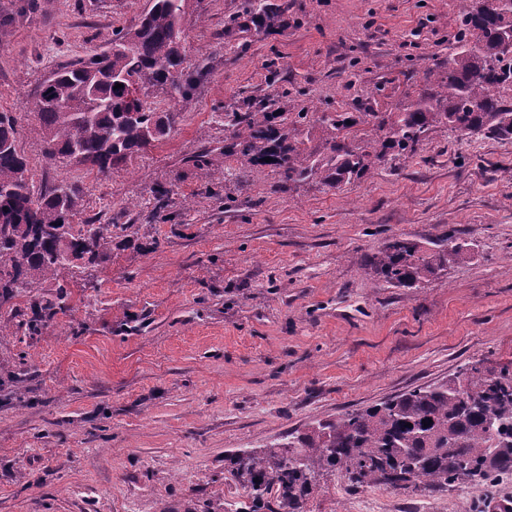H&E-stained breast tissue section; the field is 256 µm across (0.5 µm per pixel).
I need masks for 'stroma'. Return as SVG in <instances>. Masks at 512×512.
Segmentation results:
<instances>
[{"instance_id":"stroma-1","label":"stroma","mask_w":512,"mask_h":512,"mask_svg":"<svg viewBox=\"0 0 512 512\" xmlns=\"http://www.w3.org/2000/svg\"><path fill=\"white\" fill-rule=\"evenodd\" d=\"M275 28L231 24L241 0H186L189 66L171 134L108 175L46 160L30 107L59 65L103 49L149 0H53L0 27V112L36 184L82 186L81 219L120 224L71 311L0 338V512H225L235 455L445 380L512 362V139L435 128L417 152L327 189L271 168L224 177V114L273 97L320 143L325 112H399L456 45L460 0H286ZM212 152L205 167L197 157ZM169 188L153 216V187ZM236 199L224 205L225 196ZM463 245L418 288L367 261L395 239ZM29 378L7 379L19 352ZM512 478L434 493L324 476L305 512H495Z\"/></svg>"}]
</instances>
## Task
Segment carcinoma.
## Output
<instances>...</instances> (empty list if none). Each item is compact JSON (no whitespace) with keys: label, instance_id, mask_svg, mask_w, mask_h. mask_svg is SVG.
Listing matches in <instances>:
<instances>
[{"label":"carcinoma","instance_id":"cac0c4a2","mask_svg":"<svg viewBox=\"0 0 512 512\" xmlns=\"http://www.w3.org/2000/svg\"><path fill=\"white\" fill-rule=\"evenodd\" d=\"M185 2L152 0L134 26L113 32L106 49L43 80L33 110L45 159L67 160L104 175L171 133L180 113L159 112L144 97L161 88L170 90L173 100L184 99L202 77L185 65ZM461 3L453 53L424 69L422 87L401 112H364L360 118L352 112L324 113L318 119L326 133L319 150L289 127L284 113L271 110V98L248 112L224 113L229 135L223 155L238 165L235 180L241 183L250 170L268 165L290 188L315 181L338 189L415 152L437 126L467 137L512 138V99L503 95L512 91V48L498 44L500 32L512 28V0H499L491 11L481 0ZM42 8L39 0H21L15 14L0 16V25ZM281 14L269 0L242 3V15L258 31L269 30ZM131 81L140 83L141 91L133 114L125 88ZM360 123L371 125L370 134L356 142L350 132ZM18 135L17 117L0 112V311L9 315L0 320V336L22 341L40 335L64 308L84 265L108 255L112 225L89 219L72 223L80 188L66 181L36 185ZM460 251L444 243L426 254L417 243L400 239L372 257L370 268L392 287L417 288ZM44 284L50 293L40 292ZM21 297L28 314L14 305ZM330 472L354 487L408 492L512 476V363L494 368L469 363L444 381L348 411L267 451L243 450L231 470L247 484L248 512H261L276 485L286 512H300L302 497Z\"/></svg>","mask_w":512,"mask_h":512}]
</instances>
